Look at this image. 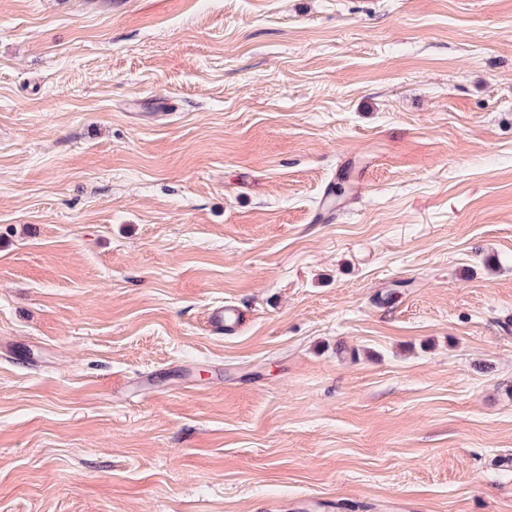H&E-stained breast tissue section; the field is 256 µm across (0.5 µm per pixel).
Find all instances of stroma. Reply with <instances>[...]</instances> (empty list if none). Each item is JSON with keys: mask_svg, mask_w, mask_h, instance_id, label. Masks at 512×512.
<instances>
[{"mask_svg": "<svg viewBox=\"0 0 512 512\" xmlns=\"http://www.w3.org/2000/svg\"><path fill=\"white\" fill-rule=\"evenodd\" d=\"M0 512H512V0H0ZM242 312L234 305L212 307L207 315L209 328L219 334L233 331L240 323Z\"/></svg>", "mask_w": 512, "mask_h": 512, "instance_id": "stroma-1", "label": "stroma"}]
</instances>
